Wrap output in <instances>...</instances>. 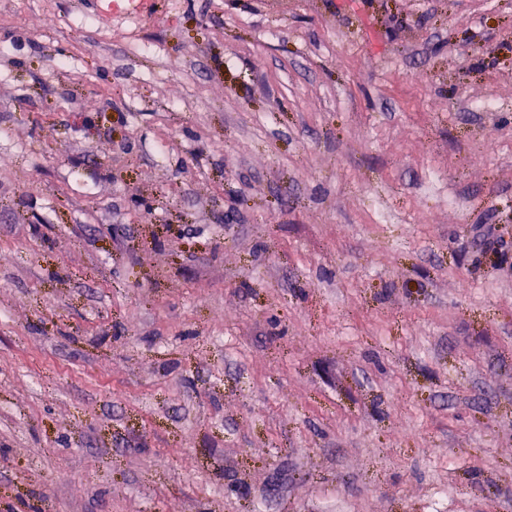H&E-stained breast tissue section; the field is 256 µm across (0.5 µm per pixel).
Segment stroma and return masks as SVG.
I'll return each mask as SVG.
<instances>
[{"label": "stroma", "instance_id": "35a3bbf8", "mask_svg": "<svg viewBox=\"0 0 512 512\" xmlns=\"http://www.w3.org/2000/svg\"><path fill=\"white\" fill-rule=\"evenodd\" d=\"M151 12L0 0V512H512V5Z\"/></svg>", "mask_w": 512, "mask_h": 512}]
</instances>
